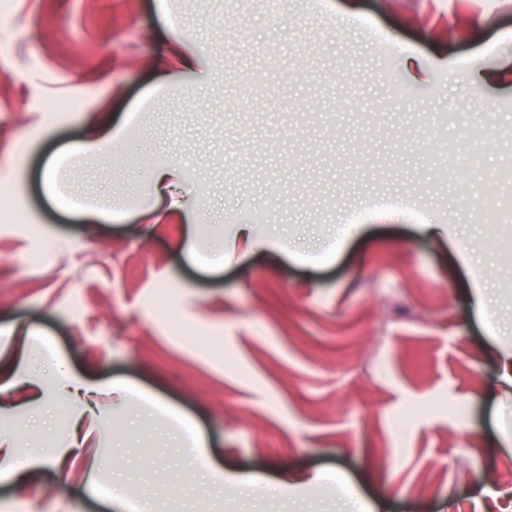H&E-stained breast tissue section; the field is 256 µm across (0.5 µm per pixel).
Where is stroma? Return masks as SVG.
I'll return each instance as SVG.
<instances>
[{
  "mask_svg": "<svg viewBox=\"0 0 512 512\" xmlns=\"http://www.w3.org/2000/svg\"><path fill=\"white\" fill-rule=\"evenodd\" d=\"M98 104L122 142L60 181L146 205L176 165L157 222L45 191ZM505 171L512 0H0V367L23 380L0 399V512H512ZM241 224L267 248L239 250ZM51 350L103 392L65 472L21 483L74 443ZM219 469L277 490L215 494Z\"/></svg>",
  "mask_w": 512,
  "mask_h": 512,
  "instance_id": "obj_1",
  "label": "stroma"
}]
</instances>
